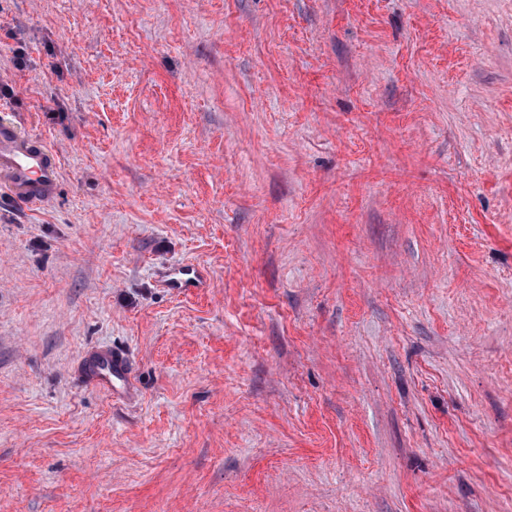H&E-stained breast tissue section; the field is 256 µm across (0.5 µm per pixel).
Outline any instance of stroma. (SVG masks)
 I'll list each match as a JSON object with an SVG mask.
<instances>
[{
	"label": "stroma",
	"mask_w": 512,
	"mask_h": 512,
	"mask_svg": "<svg viewBox=\"0 0 512 512\" xmlns=\"http://www.w3.org/2000/svg\"><path fill=\"white\" fill-rule=\"evenodd\" d=\"M1 119L0 512H512V0H0ZM58 167L52 151L40 141L26 139L8 121H0V188L41 206L52 198ZM163 283L177 293H193L207 288V278L203 269L195 265H185L163 272ZM85 379L110 397L130 398L133 390L124 356L109 348L96 349L85 359Z\"/></svg>",
	"instance_id": "1"
}]
</instances>
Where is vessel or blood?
<instances>
[{
	"label": "vessel or blood",
	"instance_id": "1",
	"mask_svg": "<svg viewBox=\"0 0 512 512\" xmlns=\"http://www.w3.org/2000/svg\"><path fill=\"white\" fill-rule=\"evenodd\" d=\"M57 179L52 151L43 142L22 137L12 123L0 121V189L40 206L52 198ZM163 283L176 292L193 293L206 288L207 278L200 267L185 265L164 271ZM85 364L90 384L114 398L132 396L128 364L122 354L97 349L87 355Z\"/></svg>",
	"mask_w": 512,
	"mask_h": 512
}]
</instances>
